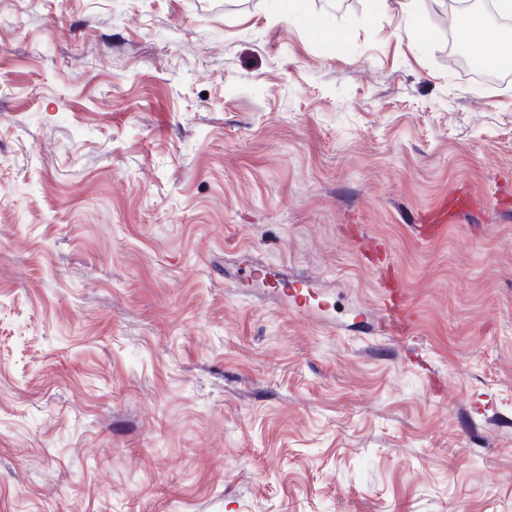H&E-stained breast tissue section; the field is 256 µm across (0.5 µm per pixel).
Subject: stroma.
<instances>
[{
  "mask_svg": "<svg viewBox=\"0 0 512 512\" xmlns=\"http://www.w3.org/2000/svg\"><path fill=\"white\" fill-rule=\"evenodd\" d=\"M303 10L0 0V512H512V78Z\"/></svg>",
  "mask_w": 512,
  "mask_h": 512,
  "instance_id": "1",
  "label": "stroma"
}]
</instances>
